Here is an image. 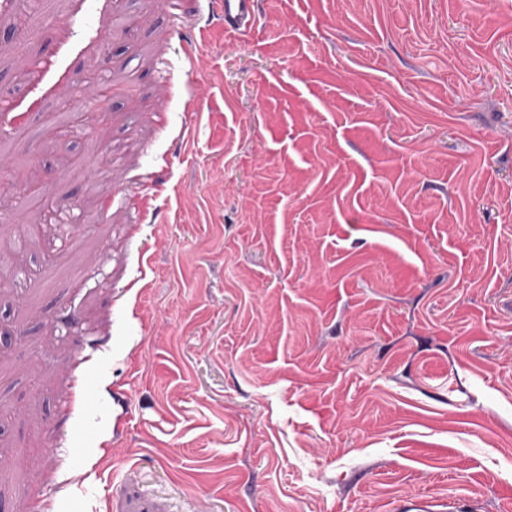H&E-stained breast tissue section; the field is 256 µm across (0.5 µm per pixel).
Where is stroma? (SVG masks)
I'll list each match as a JSON object with an SVG mask.
<instances>
[{
    "mask_svg": "<svg viewBox=\"0 0 512 512\" xmlns=\"http://www.w3.org/2000/svg\"><path fill=\"white\" fill-rule=\"evenodd\" d=\"M257 10L0 0V504L512 512V0ZM225 32L246 34L257 22L255 0H220ZM395 512H478L476 505L463 497L448 496L437 500L402 497L395 501Z\"/></svg>",
    "mask_w": 512,
    "mask_h": 512,
    "instance_id": "obj_1",
    "label": "stroma"
}]
</instances>
